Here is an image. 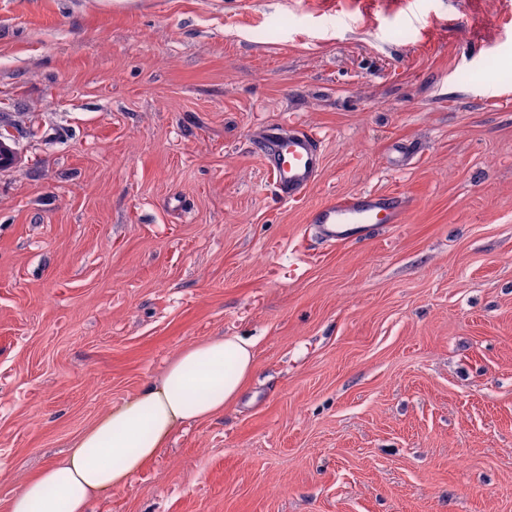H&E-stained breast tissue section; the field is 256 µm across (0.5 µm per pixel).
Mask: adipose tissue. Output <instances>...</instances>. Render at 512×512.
Masks as SVG:
<instances>
[{"instance_id": "1", "label": "adipose tissue", "mask_w": 512, "mask_h": 512, "mask_svg": "<svg viewBox=\"0 0 512 512\" xmlns=\"http://www.w3.org/2000/svg\"><path fill=\"white\" fill-rule=\"evenodd\" d=\"M254 339L223 336L182 350L157 379L100 418L11 498L8 512H88L127 483L178 428L223 413L255 367Z\"/></svg>"}]
</instances>
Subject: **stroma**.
<instances>
[{
	"mask_svg": "<svg viewBox=\"0 0 512 512\" xmlns=\"http://www.w3.org/2000/svg\"><path fill=\"white\" fill-rule=\"evenodd\" d=\"M267 125L323 138L301 201ZM0 132V512L235 334L239 402L92 512H512V0H0ZM356 191L412 207L320 240Z\"/></svg>",
	"mask_w": 512,
	"mask_h": 512,
	"instance_id": "obj_1",
	"label": "stroma"
}]
</instances>
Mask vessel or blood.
Returning <instances> with one entry per match:
<instances>
[{
    "label": "vessel or blood",
    "instance_id": "vessel-or-blood-1",
    "mask_svg": "<svg viewBox=\"0 0 512 512\" xmlns=\"http://www.w3.org/2000/svg\"><path fill=\"white\" fill-rule=\"evenodd\" d=\"M255 146L271 169L275 191L282 200H300L314 186L321 166L316 134H286L269 126L257 137ZM409 207L408 199L401 195L353 193L321 205L312 222L325 241L340 242L374 224L403 223Z\"/></svg>",
    "mask_w": 512,
    "mask_h": 512
}]
</instances>
